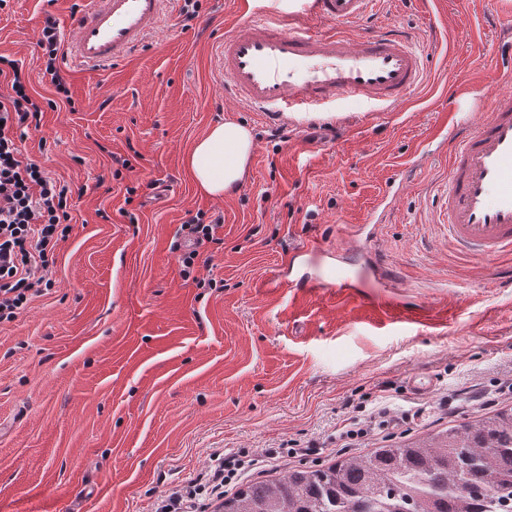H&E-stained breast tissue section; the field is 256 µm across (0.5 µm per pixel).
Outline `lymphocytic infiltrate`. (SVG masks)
<instances>
[{
    "label": "lymphocytic infiltrate",
    "instance_id": "obj_1",
    "mask_svg": "<svg viewBox=\"0 0 512 512\" xmlns=\"http://www.w3.org/2000/svg\"><path fill=\"white\" fill-rule=\"evenodd\" d=\"M38 46L44 70L57 94L68 95L67 80L58 60L61 42L54 18H46ZM7 77L12 94L0 100V324L14 321L33 296L52 290L55 251L71 226L72 190L32 162L23 161L18 142L27 129L38 125L42 109L26 92L22 71L15 61L0 56V77ZM223 223L194 217L184 224L183 275H190L203 245L215 242ZM235 458L214 456L198 479L172 492L162 512H198L203 494L223 488L237 473Z\"/></svg>",
    "mask_w": 512,
    "mask_h": 512
}]
</instances>
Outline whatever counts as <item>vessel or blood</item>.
<instances>
[{
  "label": "vessel or blood",
  "mask_w": 512,
  "mask_h": 512,
  "mask_svg": "<svg viewBox=\"0 0 512 512\" xmlns=\"http://www.w3.org/2000/svg\"><path fill=\"white\" fill-rule=\"evenodd\" d=\"M171 0H84L73 18L67 56L84 71L130 60L162 23ZM374 0H302L300 18L321 30L293 32L273 9L240 0L246 22L224 34L215 73L226 98L273 121L320 112L346 98L391 110L423 82L424 62L412 35L396 27L353 39L338 26L366 18ZM448 237L465 257L487 263L512 252V93L491 97L482 121L456 115L448 133ZM310 289L345 290L350 278L330 266L307 277Z\"/></svg>",
  "instance_id": "obj_1"
}]
</instances>
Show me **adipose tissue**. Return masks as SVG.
Listing matches in <instances>:
<instances>
[{
	"label": "adipose tissue",
	"mask_w": 512,
	"mask_h": 512,
	"mask_svg": "<svg viewBox=\"0 0 512 512\" xmlns=\"http://www.w3.org/2000/svg\"><path fill=\"white\" fill-rule=\"evenodd\" d=\"M254 148L251 130L233 120L213 125L186 158L198 190L220 198L246 177Z\"/></svg>",
	"instance_id": "ef3b65f1"
}]
</instances>
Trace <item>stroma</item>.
<instances>
[{"mask_svg":"<svg viewBox=\"0 0 512 512\" xmlns=\"http://www.w3.org/2000/svg\"><path fill=\"white\" fill-rule=\"evenodd\" d=\"M76 2L0 6V56L45 106L22 153L74 191L55 287L0 325V512H160L220 453L242 468L206 498L218 512L252 482L512 407V286L497 277L512 254L492 270L457 254L438 210L449 108L475 111L508 86L486 65L498 26L463 0H377V26L408 29L426 56L421 86L392 111L346 99L333 117L278 124L225 99L214 73L225 30L244 22L236 0H201L189 23L172 0L109 77L62 63L72 101L49 108L37 42L49 14L72 37ZM224 119L251 128L255 149L242 185L213 199L185 159ZM199 212L223 215L221 242L186 277L174 244ZM311 241L341 248L349 272L392 271L403 307L433 320L395 323L299 287L317 267L290 258ZM414 374L434 379L430 394L410 391ZM353 421L365 434L348 442Z\"/></svg>","mask_w":512,"mask_h":512,"instance_id":"obj_1","label":"stroma"}]
</instances>
